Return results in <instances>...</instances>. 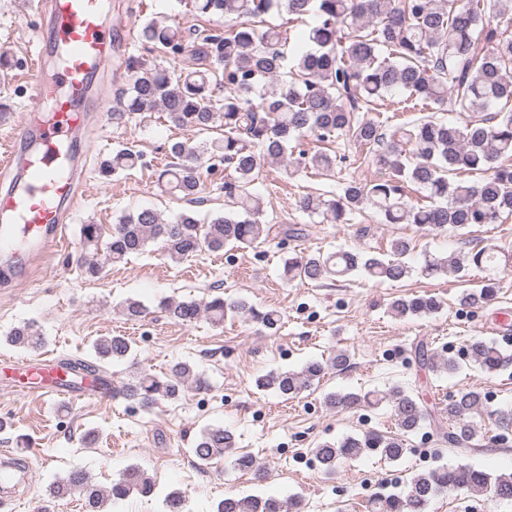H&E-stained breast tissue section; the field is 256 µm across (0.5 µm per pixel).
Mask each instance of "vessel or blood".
<instances>
[{"mask_svg":"<svg viewBox=\"0 0 512 512\" xmlns=\"http://www.w3.org/2000/svg\"><path fill=\"white\" fill-rule=\"evenodd\" d=\"M30 8L47 19V30L35 32L36 44L55 41L59 62L46 71L43 51H35L22 91L29 116L0 154V169L11 177L0 191V255L26 272L67 239L81 168L67 144L86 127V101L114 52L107 0H31ZM24 371L39 379L43 395L69 392L68 370L55 361L28 364Z\"/></svg>","mask_w":512,"mask_h":512,"instance_id":"obj_1","label":"vessel or blood"}]
</instances>
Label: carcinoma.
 <instances>
[{
    "instance_id": "obj_1",
    "label": "carcinoma",
    "mask_w": 512,
    "mask_h": 512,
    "mask_svg": "<svg viewBox=\"0 0 512 512\" xmlns=\"http://www.w3.org/2000/svg\"><path fill=\"white\" fill-rule=\"evenodd\" d=\"M201 16L224 19V31L199 30L188 38L178 25L154 19L140 32L142 42L165 53L177 55L207 69L184 73L159 70L138 56L125 58L131 75L120 109L112 113L116 123L143 121L151 112H163L177 129L195 133L213 129L222 137L210 143L176 141L168 146L174 158L159 175L165 190L191 202L201 192L200 169L215 158L224 164V198L231 210L205 222L197 212L185 209L165 222L154 209L144 208L123 216L103 235L97 224H85L81 236L85 254L81 261L88 279L101 277L105 264H117L142 254L149 243H162L166 257L180 263L205 250L219 252L231 246L250 248L279 230L264 224L262 199L250 191L263 161L286 162L288 176L300 169L333 172L344 156L331 145L348 137L366 148L388 177L372 183L353 181L332 198L306 195L300 209L332 224H344L347 215L372 208L387 224H415L439 234L448 228L465 229L496 224L512 215V110L491 117L482 115L497 101H512V36L501 23L512 24V0H192ZM286 5L298 18L315 16L314 25L300 44L287 51L281 33L257 28L262 15ZM294 75L290 81L285 73ZM224 89L217 98L214 90ZM397 94L403 102L422 101L439 112L458 115L455 120L424 116L396 126L390 133L371 119L358 116L363 106ZM313 137L323 147L290 155L293 145ZM140 155L128 147L112 152L103 163L105 176L133 170ZM481 175L469 182L463 175ZM425 192L430 204L420 206L404 199L405 184ZM410 243L397 238L390 244L389 257L368 256L355 250H338L288 260L286 273L316 282L327 277H344L360 272L377 282H397L409 273L404 257ZM498 265L493 249L453 252L426 262L429 277L457 273L467 266ZM496 294L489 278L463 294L461 304L483 307ZM164 311L172 320L190 325L201 317L221 325L225 315L247 314L273 330L280 323L275 310L260 311L240 300L227 303L216 296L207 302L168 300ZM399 317L428 316L440 308L433 297L399 298L392 302ZM7 341L24 349L44 343L41 327L34 321L12 328ZM125 336L100 338L95 345L96 361L76 359L71 370L91 378L92 387H107L112 395L135 401L144 410L160 400L181 397L192 378L191 368L179 362L162 377L141 372L119 386L106 379L105 365L131 353ZM469 358L488 374L512 362L493 343L473 338L467 346ZM421 369L433 374L457 369L455 358H442L415 347ZM347 362L339 353L327 364L312 362L301 372H279L257 380L260 388H272L283 397H293L321 378L326 368L340 370ZM366 400L377 405L391 400L399 427L409 433L428 424L448 446L463 451L478 435L471 416L484 408L485 395L474 388H461L448 398V405L434 412L424 396L395 388L389 396L369 392L327 396L332 407ZM368 451L396 460L403 443L375 435L349 437L339 443L324 442L315 457L331 472L340 459L356 458ZM202 462L229 456L235 468L258 471L252 456L234 452V439L222 426L205 429L194 447ZM465 489L492 493L512 500V473L492 477L471 467H440L413 477L405 493L379 497L369 504L371 512H425L430 499L442 490ZM154 483L136 467L124 471L110 488L102 490L83 470H72L50 486L54 497L77 493L87 512H102L106 501L120 503L132 495L150 496ZM298 507L276 498L228 497L216 512H286Z\"/></svg>"
}]
</instances>
